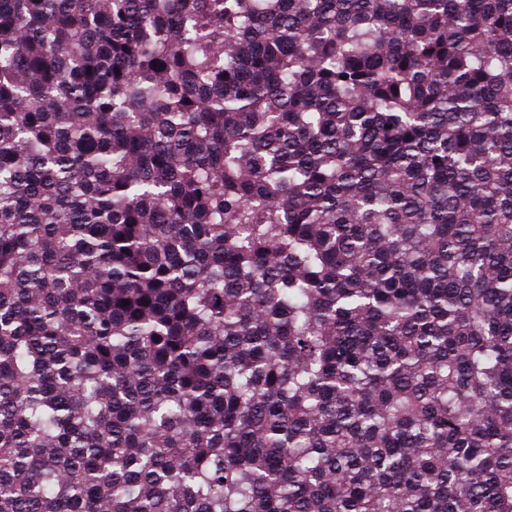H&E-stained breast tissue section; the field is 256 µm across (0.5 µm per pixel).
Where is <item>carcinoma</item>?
<instances>
[{"instance_id":"cac0c4a2","label":"carcinoma","mask_w":512,"mask_h":512,"mask_svg":"<svg viewBox=\"0 0 512 512\" xmlns=\"http://www.w3.org/2000/svg\"><path fill=\"white\" fill-rule=\"evenodd\" d=\"M0 512H512V0H0Z\"/></svg>"}]
</instances>
